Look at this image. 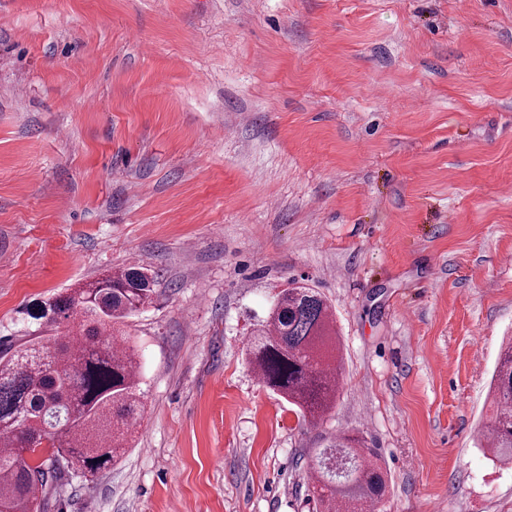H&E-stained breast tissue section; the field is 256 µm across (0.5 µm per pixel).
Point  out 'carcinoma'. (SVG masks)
I'll list each match as a JSON object with an SVG mask.
<instances>
[{
    "label": "carcinoma",
    "mask_w": 512,
    "mask_h": 512,
    "mask_svg": "<svg viewBox=\"0 0 512 512\" xmlns=\"http://www.w3.org/2000/svg\"><path fill=\"white\" fill-rule=\"evenodd\" d=\"M155 275L128 267L27 310L40 328L78 317L82 333L0 352V512H39L77 475L95 477L129 448L141 415V371L116 326L151 301ZM263 385L310 423L336 405L341 371L332 306L316 289L281 291L249 338ZM493 417L479 447L512 463V341L492 374ZM349 460L337 473L336 455ZM313 512H370L389 494L381 456L339 434L311 466Z\"/></svg>",
    "instance_id": "1"
}]
</instances>
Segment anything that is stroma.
<instances>
[{"label": "stroma", "instance_id": "35a3bbf8", "mask_svg": "<svg viewBox=\"0 0 512 512\" xmlns=\"http://www.w3.org/2000/svg\"><path fill=\"white\" fill-rule=\"evenodd\" d=\"M133 264L135 443L46 512H312L339 430L384 458L383 512H512L477 446L512 336V0H0V350ZM296 281L343 357L314 425L246 354Z\"/></svg>", "mask_w": 512, "mask_h": 512}]
</instances>
